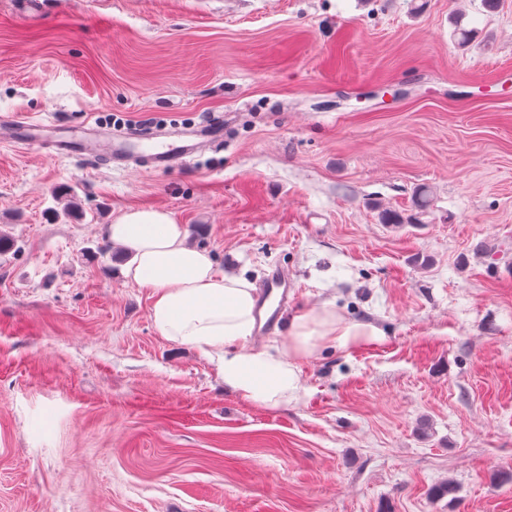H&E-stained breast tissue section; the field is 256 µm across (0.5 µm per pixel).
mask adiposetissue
<instances>
[{
    "label": "adipose tissue",
    "instance_id": "1",
    "mask_svg": "<svg viewBox=\"0 0 512 512\" xmlns=\"http://www.w3.org/2000/svg\"><path fill=\"white\" fill-rule=\"evenodd\" d=\"M104 233L126 249V279L149 289L150 319L166 339L221 356L224 384L261 405L286 402L298 388V364L318 349L376 341L379 329L352 323L329 305L293 317L280 346L249 344L255 322V287L216 270L207 250L188 244L185 225L159 208L129 210Z\"/></svg>",
    "mask_w": 512,
    "mask_h": 512
}]
</instances>
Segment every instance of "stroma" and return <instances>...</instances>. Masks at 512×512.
Masks as SVG:
<instances>
[{
  "label": "stroma",
  "mask_w": 512,
  "mask_h": 512,
  "mask_svg": "<svg viewBox=\"0 0 512 512\" xmlns=\"http://www.w3.org/2000/svg\"><path fill=\"white\" fill-rule=\"evenodd\" d=\"M4 113L224 140L165 172L0 142V512H512V0H0ZM131 208L287 270L252 343L325 302L382 340L244 400L91 258ZM291 281L288 273L275 270L266 279L258 295V317L256 331L258 336H265L275 330L281 322L284 310L288 306V288H291ZM273 288L281 290L276 306L269 303Z\"/></svg>",
  "instance_id": "1"
}]
</instances>
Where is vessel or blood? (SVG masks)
Listing matches in <instances>:
<instances>
[{
  "mask_svg": "<svg viewBox=\"0 0 512 512\" xmlns=\"http://www.w3.org/2000/svg\"><path fill=\"white\" fill-rule=\"evenodd\" d=\"M41 123L13 115L0 116V141L23 150H36L48 155L70 157H104L111 163L127 165L145 160L156 171H168L186 162L206 147L224 139V127L215 121L204 125H177L160 130L159 143L148 154L134 150L141 130L113 128L94 124L79 129H63L51 138L40 135ZM291 281L286 272L273 271L258 295L256 331L264 336L275 330L288 305L287 290Z\"/></svg>",
  "mask_w": 512,
  "mask_h": 512,
  "instance_id": "vessel-or-blood-1",
  "label": "vessel or blood"
}]
</instances>
